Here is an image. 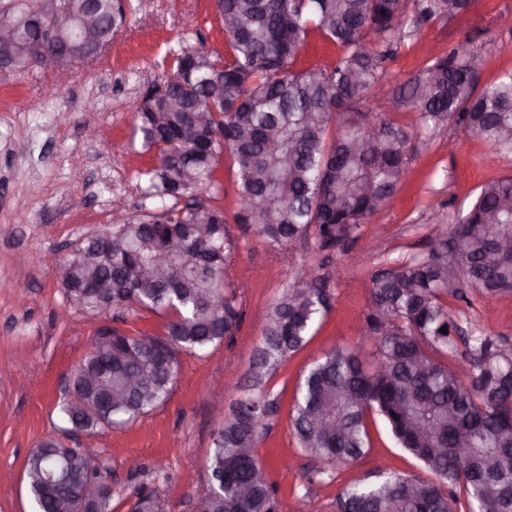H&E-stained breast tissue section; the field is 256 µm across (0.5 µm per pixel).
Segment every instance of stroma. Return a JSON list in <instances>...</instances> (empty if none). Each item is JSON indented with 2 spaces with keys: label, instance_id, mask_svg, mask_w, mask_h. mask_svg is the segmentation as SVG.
Returning <instances> with one entry per match:
<instances>
[{
  "label": "stroma",
  "instance_id": "1",
  "mask_svg": "<svg viewBox=\"0 0 512 512\" xmlns=\"http://www.w3.org/2000/svg\"><path fill=\"white\" fill-rule=\"evenodd\" d=\"M124 2L125 22L111 50L96 62L53 73L34 68L0 75V512H32L24 464L40 441L51 438L101 451L112 512H129L137 492L156 485L164 491V512H197L208 488L212 437L224 424L214 407L232 399L225 383L251 384V353L240 344L260 342L267 310L291 273L315 260L307 245L277 253L235 223L236 168L223 158L217 172L223 192L216 204L239 242L225 269L226 279L239 286V330L206 352L179 354L169 399L135 423L65 436L58 418L63 381L90 353L97 327L155 334L164 327L162 317L131 306L98 316L68 308L63 264L74 246L116 219L161 212L162 200L142 194L143 173L153 157L133 135L134 106L148 82L172 75L175 53L226 48L213 0ZM511 14L512 0H474L466 15L422 26L388 62V80L371 108L390 109L391 87L415 73L429 52L462 42L488 50L480 83L511 69L512 29L499 22ZM90 127L105 129L107 139H88ZM510 175L512 156L467 132L444 126L415 140L403 182L337 257L342 275L322 327L265 383L276 410L255 452L275 491L277 512H339L342 489L375 481L382 465L430 479L379 420L369 424L368 455L323 466L293 434L296 383L313 358L360 343L371 271L404 254H427L429 238L444 231L484 183ZM449 306L512 338V292L478 298L470 306L453 299Z\"/></svg>",
  "mask_w": 512,
  "mask_h": 512
}]
</instances>
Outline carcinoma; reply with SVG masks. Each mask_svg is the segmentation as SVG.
I'll return each mask as SVG.
<instances>
[{"instance_id":"carcinoma-1","label":"carcinoma","mask_w":512,"mask_h":512,"mask_svg":"<svg viewBox=\"0 0 512 512\" xmlns=\"http://www.w3.org/2000/svg\"><path fill=\"white\" fill-rule=\"evenodd\" d=\"M471 0H219L224 54L199 52L200 65L181 89L183 103L198 111L189 127L185 113L168 112L165 129L135 108L142 148L155 153L144 172L148 197L187 187L188 201L154 222L128 219L82 243L97 276L123 298L130 271L149 265L177 238L182 250L170 257L182 280L177 290L163 282L134 289L129 306L166 319L158 341L179 353L203 352L234 335L240 325L236 293L224 281V267L237 243L224 212L197 197L220 191L216 172L227 155L237 167L236 223L252 225L257 239L276 252L305 241L319 262L310 266L303 288L294 271L272 303L252 353L249 392L228 409L213 438L210 488L203 512H276L274 491L260 470L255 447L273 413L264 382L313 335L329 313L337 254L346 251L362 226L394 194L412 159V139L448 125L473 133L500 153L512 154V70L479 83L471 64L485 62L483 45L465 43L424 61L396 90L394 109L416 113L408 131L389 115L368 107L385 76L394 46L415 28L467 13ZM101 33L124 23L114 0H94ZM338 50L326 68L298 70L295 62L310 32ZM277 134L269 148L264 132ZM363 141L361 152L351 144ZM288 157V164L282 158ZM462 257L459 272L448 269V239L428 242V254H412L371 274V303L365 324L372 332L374 366L366 368L354 348H338L315 359L297 384L291 420L304 451L327 465L354 462L371 448L367 415L376 414L396 443L437 477L428 482L392 472L356 483L338 498L341 512H455V489L466 492V512H512V342L480 326L462 327L448 298L472 305L464 288L494 296L512 291V260L493 264L488 252L512 243V176L486 182L449 232ZM84 268L72 257L62 285L68 301L97 313L96 298L83 292ZM447 328V333L440 332ZM142 334L116 331L112 361L87 356L72 373L77 405L63 400L61 420L71 429L93 433L123 427L163 405L173 376L156 369L141 344ZM466 364L453 362L458 342ZM140 385L127 388L130 378ZM125 396L103 404L109 392ZM323 403L321 424L310 418ZM427 428L429 434L421 433ZM465 450L460 451V444ZM240 448L249 449L242 457ZM25 469L43 478L28 483L35 512H77L85 492L95 494L94 512H112V491L102 479L103 458L88 463L78 450L57 451L41 442ZM247 487L242 497L239 490ZM138 512H162L159 494L137 495Z\"/></svg>"}]
</instances>
